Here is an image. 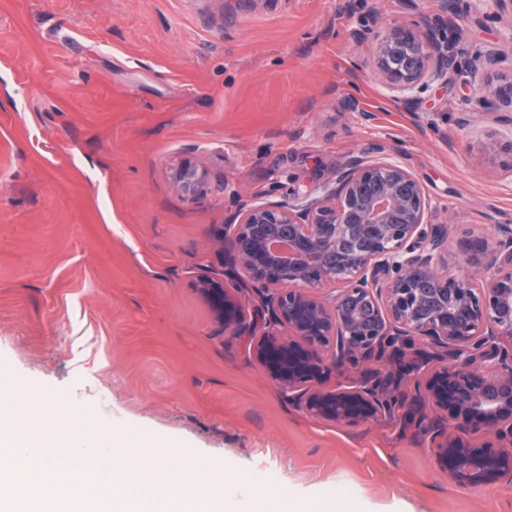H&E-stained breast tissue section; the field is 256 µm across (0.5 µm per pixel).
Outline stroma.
<instances>
[{
	"label": "stroma",
	"mask_w": 512,
	"mask_h": 512,
	"mask_svg": "<svg viewBox=\"0 0 512 512\" xmlns=\"http://www.w3.org/2000/svg\"><path fill=\"white\" fill-rule=\"evenodd\" d=\"M435 0H0V365L94 433L269 469L285 496L348 493L364 512H512L459 490L419 434L334 425L288 404L194 289L206 241L244 202L325 181L381 142L420 181L441 253L512 225V111L460 112L463 82L416 111L375 74L386 23ZM464 59L506 18L454 15ZM359 101L349 109L348 95ZM205 169L175 189L182 164Z\"/></svg>",
	"instance_id": "1"
}]
</instances>
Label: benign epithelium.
<instances>
[{
  "label": "benign epithelium",
  "instance_id": "1",
  "mask_svg": "<svg viewBox=\"0 0 512 512\" xmlns=\"http://www.w3.org/2000/svg\"><path fill=\"white\" fill-rule=\"evenodd\" d=\"M389 23L375 49L389 102L406 108L431 83L466 74L468 112L512 108V51L483 57L503 71L485 85L457 64L448 11ZM462 9L512 17V0H463ZM203 172L184 165L174 186L192 192ZM417 178L374 143L319 187L241 207L213 241L219 269L195 288L224 335L278 391L335 424L378 419L415 426L458 489L512 486V229L468 250L482 271L444 273L442 231ZM350 368V384L324 385Z\"/></svg>",
  "mask_w": 512,
  "mask_h": 512
}]
</instances>
